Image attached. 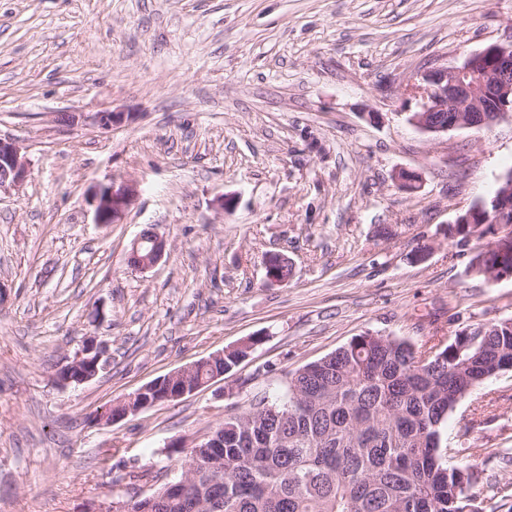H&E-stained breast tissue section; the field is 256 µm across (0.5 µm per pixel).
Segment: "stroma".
<instances>
[{
	"instance_id": "obj_1",
	"label": "stroma",
	"mask_w": 512,
	"mask_h": 512,
	"mask_svg": "<svg viewBox=\"0 0 512 512\" xmlns=\"http://www.w3.org/2000/svg\"><path fill=\"white\" fill-rule=\"evenodd\" d=\"M511 34L512 0H0V137L29 161L0 194V512H110L127 473L173 480L225 416L354 336L421 345L512 317V278L466 272L487 238L448 235L512 169V121L433 137L404 119L414 72ZM100 112L126 118L104 131ZM114 179L137 196L94 223L89 190ZM148 229L166 251L140 270ZM271 253L293 268L273 287ZM92 336L106 369L59 385ZM248 340L194 394L97 422ZM446 433L482 512H512V370ZM143 241L144 239L142 235L135 238L131 243L129 253L137 261L135 267H138V269H149L155 266L164 256L166 243L161 236L153 232L150 240L151 246L146 249V253L144 255H140L141 244ZM141 253H144V249ZM150 384L146 385L138 392L129 395L123 400L119 401L113 407L109 409V411L102 415L106 421H115L116 419L127 416L130 413H136L144 408L155 405L159 403V401L152 402L151 399L146 400L143 397V394L146 392L147 388Z\"/></svg>"
}]
</instances>
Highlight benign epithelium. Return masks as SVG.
<instances>
[{
	"instance_id": "1",
	"label": "benign epithelium",
	"mask_w": 512,
	"mask_h": 512,
	"mask_svg": "<svg viewBox=\"0 0 512 512\" xmlns=\"http://www.w3.org/2000/svg\"><path fill=\"white\" fill-rule=\"evenodd\" d=\"M405 92L415 104L407 122L423 133L438 136L458 128L491 129L512 113V36L466 55L457 66H431L417 71ZM27 169L28 161L17 142L0 138V192L19 188ZM136 195L132 183L92 187L89 204L93 206L94 223H120ZM490 208L497 217L493 225L494 248L502 255H512V234L507 232L512 227V183L503 186L496 196L460 211L454 223L477 224L482 229L480 215ZM142 243L143 237L135 238L130 254L137 261L136 267L149 269L164 256L166 243L154 233L144 254ZM106 365L104 347L89 338L74 359L58 371L56 379L64 384L83 383L97 377ZM145 392L142 388L119 401L103 418L114 421L154 405L143 397Z\"/></svg>"
}]
</instances>
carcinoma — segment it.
<instances>
[{"mask_svg":"<svg viewBox=\"0 0 512 512\" xmlns=\"http://www.w3.org/2000/svg\"><path fill=\"white\" fill-rule=\"evenodd\" d=\"M512 270L488 247L476 275ZM252 344L198 366L188 384L229 372ZM425 346L365 332L285 374V394L224 417V447L199 459L186 495L164 491L130 512H479L474 473L448 463V415L475 386L512 368V318Z\"/></svg>","mask_w":512,"mask_h":512,"instance_id":"1","label":"carcinoma"}]
</instances>
